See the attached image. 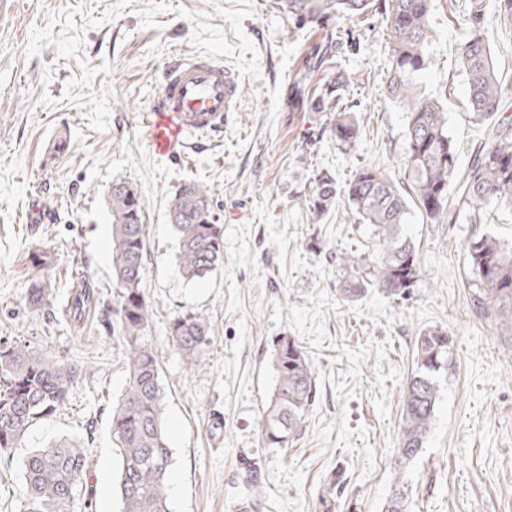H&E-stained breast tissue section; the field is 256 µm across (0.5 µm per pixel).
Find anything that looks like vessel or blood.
I'll list each match as a JSON object with an SVG mask.
<instances>
[{
	"instance_id": "b4317fda",
	"label": "vessel or blood",
	"mask_w": 512,
	"mask_h": 512,
	"mask_svg": "<svg viewBox=\"0 0 512 512\" xmlns=\"http://www.w3.org/2000/svg\"><path fill=\"white\" fill-rule=\"evenodd\" d=\"M238 100L236 78L212 54L172 59L162 72L152 106V148L167 155L182 137L202 139L222 133Z\"/></svg>"
}]
</instances>
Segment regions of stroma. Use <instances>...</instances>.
Returning <instances> with one entry per match:
<instances>
[{
    "instance_id": "obj_1",
    "label": "stroma",
    "mask_w": 512,
    "mask_h": 512,
    "mask_svg": "<svg viewBox=\"0 0 512 512\" xmlns=\"http://www.w3.org/2000/svg\"><path fill=\"white\" fill-rule=\"evenodd\" d=\"M464 0H434L422 82L448 110L460 164L479 128L468 117L466 75L453 21ZM356 50L337 58L350 82L342 103L360 138L338 148L326 112H294L285 90L317 29H290L271 0H0V338L31 340L79 361L69 403L34 426L23 448L0 462V501L25 494L26 452L68 435L89 442L86 512H121L109 422L126 381L123 350L104 338L87 346L61 325L79 277L109 292L113 182L137 192L147 238L144 288L151 332L161 346L164 417L173 466L170 512H233L241 498L257 512H318L332 477L336 512H382L394 484L401 396L420 333L442 329L453 354L441 382L432 431L403 476L406 512H512V352L470 310L464 245L447 225L412 212L404 228L421 276L408 299L369 289L339 293L343 254L371 257L375 241L347 205L312 221L302 207L316 172L345 182L379 163L404 181L405 114L386 96L388 40L381 6L350 22ZM209 53L240 80L224 135L156 156L143 116L170 58ZM209 187L224 226V265L186 280L167 220L176 190ZM49 212L29 221L32 203ZM49 250L56 294L29 309L31 257ZM190 313L210 324L195 366L167 349L168 323ZM289 336L316 376L317 394L297 440L266 446L258 423L274 387L273 344Z\"/></svg>"
}]
</instances>
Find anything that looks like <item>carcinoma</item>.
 <instances>
[{
  "instance_id": "cac0c4a2",
  "label": "carcinoma",
  "mask_w": 512,
  "mask_h": 512,
  "mask_svg": "<svg viewBox=\"0 0 512 512\" xmlns=\"http://www.w3.org/2000/svg\"><path fill=\"white\" fill-rule=\"evenodd\" d=\"M278 12L297 28L316 27L324 36L303 56L299 76L288 87L289 106L303 112L334 113L331 135L351 148L359 139L354 113L341 106L346 76H336L311 89L308 81L338 53L340 24L372 10L373 0H273ZM459 15L468 31L459 45L458 61L467 76L470 118L481 138L470 166H458L448 109L422 90L420 79L429 64L428 44L433 0H386L383 22L389 40L386 93L406 112L405 175L398 184L379 165L361 166L344 185L320 171L313 191L302 202L312 219L320 220L339 201L368 225L377 251L366 264L353 255L341 258L349 276L342 295L352 301L370 288L405 299L417 283L421 263L407 237L410 206L432 224H470L465 240L467 282L473 315L496 329L503 348L512 352V242L496 237L486 224L504 208L512 209V115L502 112L504 81L492 49L483 36L488 3L501 34L512 40V0H466ZM112 217V317L97 326L96 335L116 339L124 350L125 388L112 402L110 433L118 462L122 512H169V479L173 452L163 417L159 348L151 336L153 311L143 288L146 224L139 196L116 181L109 191ZM168 222L178 246L183 276L201 279L224 264V225L214 216L210 189L196 181L184 184L171 199ZM52 255L33 254L35 270L27 304L39 312L50 306L48 278ZM105 306L100 292L86 279L66 302L65 321L76 326L87 313ZM167 344L187 365L209 345V325L194 314L174 317ZM452 337L446 331L418 336L414 368L402 393L399 444L394 470L402 471L425 447L439 400V377L448 370ZM275 386L263 411L260 431L265 444L287 448L298 437L316 396V378L302 347L282 336L273 354ZM81 371L35 342L0 339V459L22 447L29 430L49 421L67 404ZM91 448L62 436L27 453L22 461L26 493L19 512H77L84 500ZM341 483L333 478L323 488V512H333ZM407 485L396 480L384 512H406Z\"/></svg>"
}]
</instances>
